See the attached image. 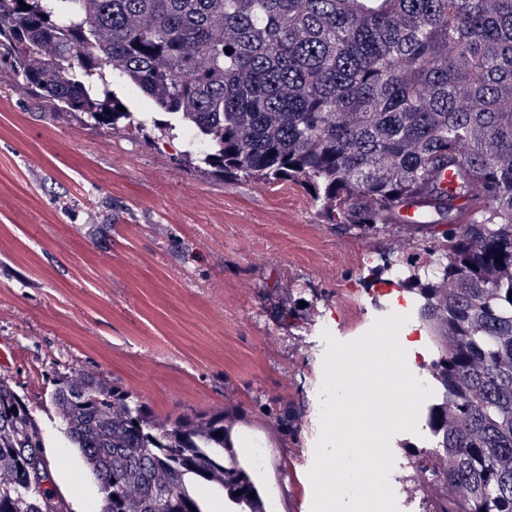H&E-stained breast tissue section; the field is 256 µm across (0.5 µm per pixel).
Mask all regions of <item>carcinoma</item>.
<instances>
[{"label": "carcinoma", "instance_id": "obj_1", "mask_svg": "<svg viewBox=\"0 0 512 512\" xmlns=\"http://www.w3.org/2000/svg\"><path fill=\"white\" fill-rule=\"evenodd\" d=\"M0 61L114 134L141 124L113 83L136 91L194 130L196 167L299 184L336 230L425 206L408 241L438 263L400 281L436 351L425 468L460 491L432 512H512V0H0ZM52 405L101 512H206L200 481L268 512L222 412L161 419L76 369ZM45 442L0 377V512H59Z\"/></svg>", "mask_w": 512, "mask_h": 512}]
</instances>
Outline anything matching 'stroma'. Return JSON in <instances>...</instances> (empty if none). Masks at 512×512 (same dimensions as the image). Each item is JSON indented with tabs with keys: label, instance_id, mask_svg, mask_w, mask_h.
I'll return each instance as SVG.
<instances>
[{
	"label": "stroma",
	"instance_id": "stroma-1",
	"mask_svg": "<svg viewBox=\"0 0 512 512\" xmlns=\"http://www.w3.org/2000/svg\"><path fill=\"white\" fill-rule=\"evenodd\" d=\"M114 91L147 131L113 134L83 114L57 122L0 63V376L47 432V487L63 512L102 508L50 401L60 374L83 369L163 419L238 408L277 451L273 499L312 512L322 334L348 342L410 313L409 299L376 308L366 294L364 314L336 315L337 290L367 276L370 254L401 255L406 230L336 231L300 185L228 183L188 166L187 128L159 136L152 102ZM290 405L302 422L288 428ZM393 492L400 512H430L448 487L406 479Z\"/></svg>",
	"mask_w": 512,
	"mask_h": 512
}]
</instances>
